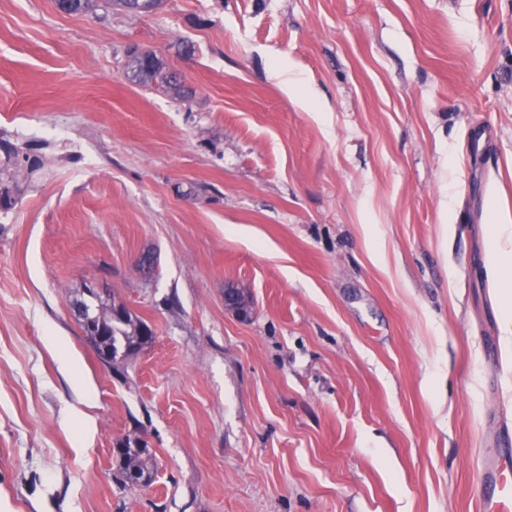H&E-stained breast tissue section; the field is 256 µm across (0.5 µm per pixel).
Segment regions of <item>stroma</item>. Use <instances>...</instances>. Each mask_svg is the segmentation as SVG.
I'll list each match as a JSON object with an SVG mask.
<instances>
[{
	"label": "stroma",
	"instance_id": "1",
	"mask_svg": "<svg viewBox=\"0 0 512 512\" xmlns=\"http://www.w3.org/2000/svg\"><path fill=\"white\" fill-rule=\"evenodd\" d=\"M133 42L192 99L128 80ZM0 139V512H479L512 0H0ZM93 294L152 342L103 362ZM162 0H58L57 7L69 14H78L104 8L119 7L131 14H146L157 9ZM118 458L116 478L125 487L128 481L135 480L138 485L147 484L153 474L146 448H131L127 443L123 448H115Z\"/></svg>",
	"mask_w": 512,
	"mask_h": 512
}]
</instances>
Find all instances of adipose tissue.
<instances>
[{"mask_svg": "<svg viewBox=\"0 0 512 512\" xmlns=\"http://www.w3.org/2000/svg\"><path fill=\"white\" fill-rule=\"evenodd\" d=\"M489 249L494 257L491 276L498 288L502 306L501 342L505 350H512V277L506 268L512 267V217L494 216L486 229Z\"/></svg>", "mask_w": 512, "mask_h": 512, "instance_id": "ef3b65f1", "label": "adipose tissue"}]
</instances>
